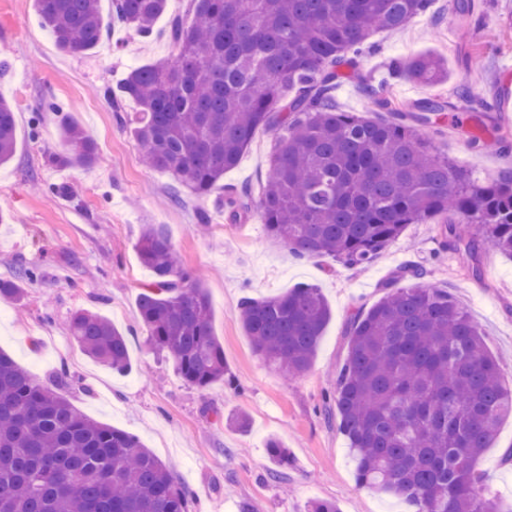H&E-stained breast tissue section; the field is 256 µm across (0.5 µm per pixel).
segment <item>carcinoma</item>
<instances>
[{
  "label": "carcinoma",
  "mask_w": 512,
  "mask_h": 512,
  "mask_svg": "<svg viewBox=\"0 0 512 512\" xmlns=\"http://www.w3.org/2000/svg\"><path fill=\"white\" fill-rule=\"evenodd\" d=\"M434 0H190L171 28L176 54L141 66L121 95L102 86L120 123L153 168L172 173L194 197L209 195L256 134L274 150L260 207L268 233L296 256L365 266L406 225L447 221L448 246L479 273L490 242L512 259V165L485 182L442 155L410 124L336 109V86L356 74L381 109H391L357 70L373 34L400 29ZM56 45L85 53L107 35L100 0H34ZM168 0H112L115 21L146 38ZM394 74L426 85L448 76L445 61L415 55ZM64 165L88 168L95 147L77 125L60 123ZM16 148L12 106L0 99V165ZM469 224L463 239L454 225ZM154 279L140 293L138 316L150 342L168 353L180 377L207 388L224 380V346L212 327L206 288L184 265L161 224L138 242ZM32 264L0 280V299L16 305ZM350 324L348 354L336 372L338 428L359 483L404 500L413 512H500L474 463L512 416V384L485 334L448 291L396 287ZM244 332L266 366L299 378L311 366L330 320L319 288L245 298ZM70 331L92 359L115 371L129 365L128 338L105 317L76 312ZM39 382L0 350V512H189L172 470L133 434L91 420L60 390Z\"/></svg>",
  "instance_id": "obj_1"
}]
</instances>
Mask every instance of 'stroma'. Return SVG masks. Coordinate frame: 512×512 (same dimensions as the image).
Here are the masks:
<instances>
[{"mask_svg": "<svg viewBox=\"0 0 512 512\" xmlns=\"http://www.w3.org/2000/svg\"><path fill=\"white\" fill-rule=\"evenodd\" d=\"M470 17L435 0L429 14L404 29L374 34L380 49L363 56L360 69L383 86L399 108L430 98L445 104L426 127L442 154L481 179L497 177L501 157L512 151V104L491 107L483 126L464 120L460 87H481L497 96L512 76V0H469ZM109 35L84 54L56 46L38 20L34 0H0V97L16 115V150L0 165V279L20 266L38 264L42 276L26 284L22 306L0 300V349L42 383L67 370L66 397L95 421L122 428L169 465L189 491L193 512H309L315 501L336 503L339 512H410L404 501L360 486L345 437L333 413L334 379L347 353V325L359 309L370 308L385 286L407 266L425 271L424 283L450 292L486 334L492 353L503 359L512 383V260L492 246L480 256L481 275L463 267L444 247L436 224H410L398 240L367 266L350 267L331 258H298L267 232L258 201L268 172L272 137L257 133L222 188L203 198L174 199L175 178L147 167L138 142L121 125L101 91L103 80L120 88L136 67L170 58L173 19L185 17L188 0H169L153 35L143 39L112 18L110 0L101 2ZM420 53L441 57L448 78L424 86L397 77L392 59ZM53 94L62 112L35 118V107ZM92 139L97 162L75 169L51 162L62 151L61 117ZM486 144L473 149L472 134ZM65 174L58 182L57 174ZM65 192H58L57 184ZM245 186L254 199L247 213L230 220L226 188ZM208 224H199L198 212ZM162 224L187 267L204 277L213 329L224 346V382L200 389L184 382L172 359L148 340L137 300L153 274L140 261L137 242L143 225ZM309 284L320 288L331 309L318 353L308 371L287 379L266 367L245 335L238 316L244 298L286 294ZM96 312L129 337L130 367L117 373L85 355L71 339L68 319L77 310ZM245 413L247 430L228 423ZM277 439L290 453L282 479L269 475L267 443ZM512 416L476 462L492 498L512 506Z\"/></svg>", "mask_w": 512, "mask_h": 512, "instance_id": "obj_1", "label": "stroma"}]
</instances>
